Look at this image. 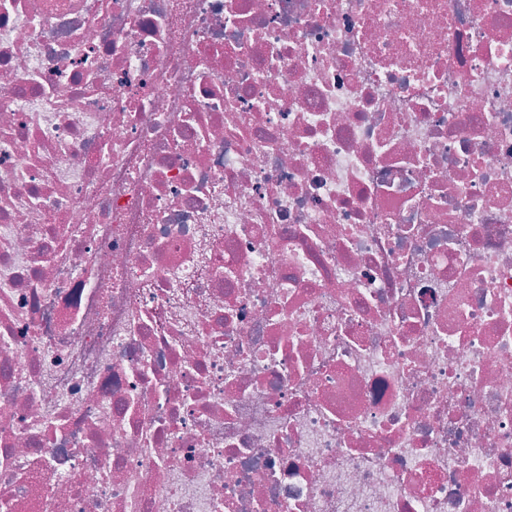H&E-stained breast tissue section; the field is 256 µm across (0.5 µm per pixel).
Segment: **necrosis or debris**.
Masks as SVG:
<instances>
[{"instance_id": "4bbe7bcc", "label": "necrosis or debris", "mask_w": 512, "mask_h": 512, "mask_svg": "<svg viewBox=\"0 0 512 512\" xmlns=\"http://www.w3.org/2000/svg\"><path fill=\"white\" fill-rule=\"evenodd\" d=\"M0 512H512V0H0Z\"/></svg>"}]
</instances>
